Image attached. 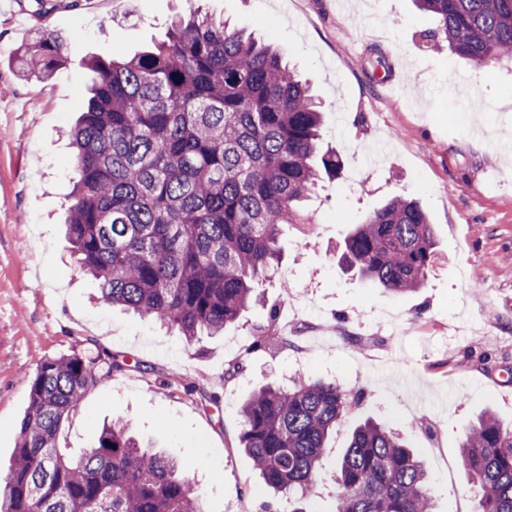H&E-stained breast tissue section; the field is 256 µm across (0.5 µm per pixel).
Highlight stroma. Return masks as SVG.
I'll return each mask as SVG.
<instances>
[{
    "instance_id": "stroma-1",
    "label": "stroma",
    "mask_w": 512,
    "mask_h": 512,
    "mask_svg": "<svg viewBox=\"0 0 512 512\" xmlns=\"http://www.w3.org/2000/svg\"><path fill=\"white\" fill-rule=\"evenodd\" d=\"M195 6L280 50L321 102L323 142L344 167L311 197L313 223L282 225L283 260L260 285L261 303L190 343L101 301L64 222L76 179L68 132L93 78L84 59L150 50ZM434 25L413 0L0 7V476L30 401L26 375L47 357L108 351L132 368L101 375L62 422L66 459L123 420L141 445L180 463L206 512H247L270 492L239 446L242 403L267 383L333 379L353 400L321 461L322 508L349 428L371 418L423 461L433 512H474L463 432L487 410L512 426V65L427 51L422 35ZM38 31L70 40L67 63L46 82L20 77L14 62ZM395 196L426 212L437 254L425 287L403 295L337 262L351 229ZM185 380L200 392L186 394Z\"/></svg>"
}]
</instances>
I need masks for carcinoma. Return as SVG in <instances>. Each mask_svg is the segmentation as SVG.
<instances>
[{"label":"carcinoma","mask_w":512,"mask_h":512,"mask_svg":"<svg viewBox=\"0 0 512 512\" xmlns=\"http://www.w3.org/2000/svg\"><path fill=\"white\" fill-rule=\"evenodd\" d=\"M436 20L427 48L476 64L512 61V0H415ZM68 43L43 32L20 47L26 78L46 81ZM96 74L71 133L76 181L66 239L102 299L152 318L189 342L224 332L259 301L279 265L280 227L308 224L301 205L340 174L321 150V106L270 44L198 11L168 41ZM431 224L394 197L346 238L339 262L396 294L425 285L435 262ZM127 357L104 352L43 359L29 378L18 446L0 479V512H205L178 462L152 453L113 421L76 461L58 453L61 422ZM350 394L334 380L266 385L242 406L240 448L264 484L307 512L325 448ZM478 488L476 512H512V427L487 412L461 439ZM330 512H430L427 472L393 429L356 426L339 459Z\"/></svg>","instance_id":"1"}]
</instances>
